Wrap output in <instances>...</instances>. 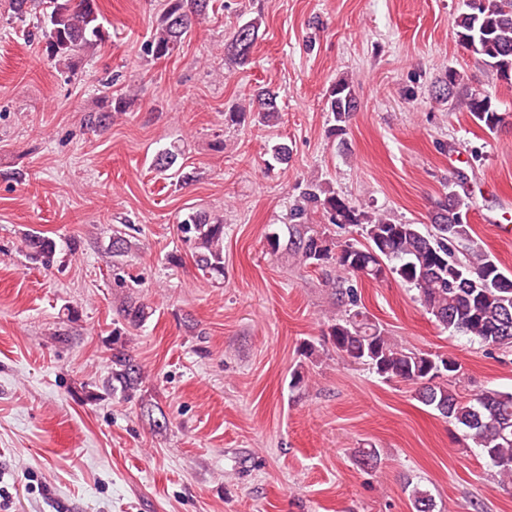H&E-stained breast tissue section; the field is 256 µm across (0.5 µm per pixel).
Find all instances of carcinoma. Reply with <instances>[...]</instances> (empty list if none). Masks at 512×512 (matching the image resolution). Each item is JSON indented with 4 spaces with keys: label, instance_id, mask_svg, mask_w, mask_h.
Wrapping results in <instances>:
<instances>
[{
    "label": "carcinoma",
    "instance_id": "carcinoma-1",
    "mask_svg": "<svg viewBox=\"0 0 512 512\" xmlns=\"http://www.w3.org/2000/svg\"><path fill=\"white\" fill-rule=\"evenodd\" d=\"M211 0H167L146 52L162 60L178 50L192 30L208 15ZM43 38L48 57L70 69L81 53L95 50L109 38L97 0H41ZM464 10L456 17L458 42L497 78L512 85V0H463ZM260 19L238 26L224 53L239 67L252 63L259 39ZM431 99L448 100L466 109L474 122L491 134L507 123L489 94L480 89H463V76L448 70L431 88ZM127 96H105L100 111L88 115L90 127L106 128L116 113L125 111ZM325 107L333 117L329 129L343 136L358 109L352 80L334 83ZM280 112L278 93L268 87L258 89L246 105L228 113V120L241 123L256 118L268 123ZM181 150L173 145L159 152L155 169L175 170L177 183L187 184L194 173L177 166ZM320 210L328 223L352 225L361 239L348 240L333 250L326 233L306 225L310 210ZM470 210L467 176L459 171L446 191L431 202L428 223L402 222L387 212L369 211L342 197L329 186L314 180L305 184L299 201L290 211L293 236L288 254L305 266L318 267L334 261L348 275L379 281L397 276L416 290V299L438 326L479 340L487 346L512 350V273L471 234L465 218ZM183 237L194 243V263L215 281L224 278V218L192 211L178 222ZM24 247L30 259L50 267L57 250L54 239L39 231L25 235ZM132 327L145 323L152 314L141 298L127 297L116 311ZM327 340L336 353L362 362L385 381L415 386L416 399L465 429V437L482 449L497 468L503 489L512 488V392L484 389L469 401H462L450 381L461 364L452 356L416 351L395 343L384 329L363 310L352 288L338 289L336 311L327 320ZM111 376L104 387L114 396L131 401L136 397L145 372L121 338L113 342Z\"/></svg>",
    "mask_w": 512,
    "mask_h": 512
}]
</instances>
